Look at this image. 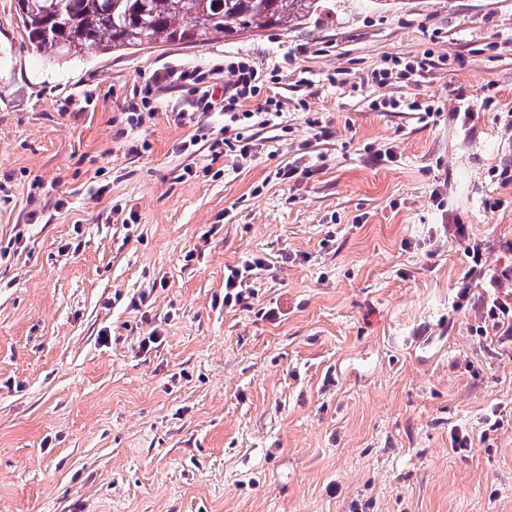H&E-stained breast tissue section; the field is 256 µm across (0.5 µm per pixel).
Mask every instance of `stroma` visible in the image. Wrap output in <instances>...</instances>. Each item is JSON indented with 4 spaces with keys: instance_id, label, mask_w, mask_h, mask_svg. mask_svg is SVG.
Listing matches in <instances>:
<instances>
[{
    "instance_id": "obj_1",
    "label": "stroma",
    "mask_w": 512,
    "mask_h": 512,
    "mask_svg": "<svg viewBox=\"0 0 512 512\" xmlns=\"http://www.w3.org/2000/svg\"><path fill=\"white\" fill-rule=\"evenodd\" d=\"M238 58L243 126L173 77L220 96ZM239 131L252 156L213 154ZM474 241L512 268V0L59 60L0 0V512H512ZM186 84L191 85V90L198 93L199 107L203 112H208L214 107L213 95L208 89H204V76L201 71L182 72L179 77ZM266 260L261 257H253L245 260L241 266L227 267L224 274V304L232 307L241 304L245 298L242 286L245 281L256 271L262 270Z\"/></svg>"
}]
</instances>
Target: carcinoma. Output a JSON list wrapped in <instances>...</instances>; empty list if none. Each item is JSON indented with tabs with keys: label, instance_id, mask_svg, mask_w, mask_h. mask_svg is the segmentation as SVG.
Instances as JSON below:
<instances>
[{
	"label": "carcinoma",
	"instance_id": "1",
	"mask_svg": "<svg viewBox=\"0 0 512 512\" xmlns=\"http://www.w3.org/2000/svg\"><path fill=\"white\" fill-rule=\"evenodd\" d=\"M16 14L28 41L51 58L78 56L92 47L109 53L140 51L176 41L202 46L216 37L286 29L306 22L320 0H64L63 19L37 0Z\"/></svg>",
	"mask_w": 512,
	"mask_h": 512
}]
</instances>
